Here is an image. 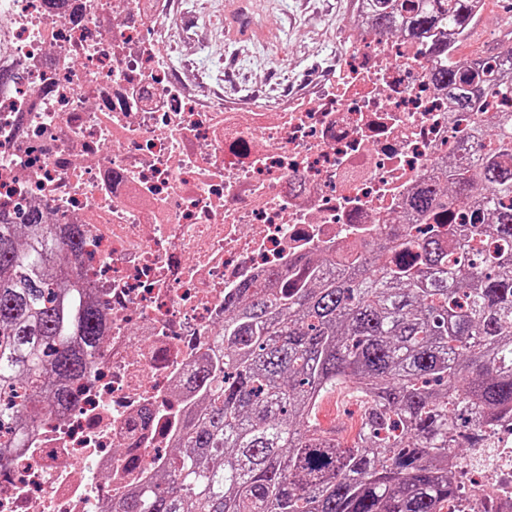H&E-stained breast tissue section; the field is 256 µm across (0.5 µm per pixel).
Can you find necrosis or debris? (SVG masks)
I'll use <instances>...</instances> for the list:
<instances>
[{
  "mask_svg": "<svg viewBox=\"0 0 512 512\" xmlns=\"http://www.w3.org/2000/svg\"><path fill=\"white\" fill-rule=\"evenodd\" d=\"M364 11L336 77L270 109L171 77L170 0H0V222L77 225L74 275L104 315L78 402L0 467V512H118L195 407L225 298L300 256L364 252L469 139L428 53ZM486 466L512 512V432Z\"/></svg>",
  "mask_w": 512,
  "mask_h": 512,
  "instance_id": "necrosis-or-debris-1",
  "label": "necrosis or debris"
}]
</instances>
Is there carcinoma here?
<instances>
[{"instance_id":"obj_1","label":"carcinoma","mask_w":512,"mask_h":512,"mask_svg":"<svg viewBox=\"0 0 512 512\" xmlns=\"http://www.w3.org/2000/svg\"><path fill=\"white\" fill-rule=\"evenodd\" d=\"M397 2L376 0L371 20L383 32L404 21L419 41L466 36L476 4L417 0L403 19ZM430 54V78L471 120L474 149L448 157L412 210L424 222L456 203L472 222L448 225L446 248L438 233L403 230L326 271L244 286L198 377L206 404L121 512H491L451 460L480 456L512 427V118L484 109L489 95L512 96V48L489 74L458 66L446 44ZM480 235L488 246L475 255ZM79 249L34 217L0 223V430L73 401L66 386L100 349L97 305L76 312ZM335 392L361 408L346 443L314 426ZM20 448L0 433V464Z\"/></svg>"}]
</instances>
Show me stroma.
<instances>
[{"instance_id": "obj_1", "label": "stroma", "mask_w": 512, "mask_h": 512, "mask_svg": "<svg viewBox=\"0 0 512 512\" xmlns=\"http://www.w3.org/2000/svg\"><path fill=\"white\" fill-rule=\"evenodd\" d=\"M350 0H245L263 35L234 42L224 35L230 0H174L179 32L169 46L175 78L225 101L274 102L325 80L338 67L336 36ZM486 21L457 55L512 46V0H485ZM277 50L268 60L265 47Z\"/></svg>"}]
</instances>
